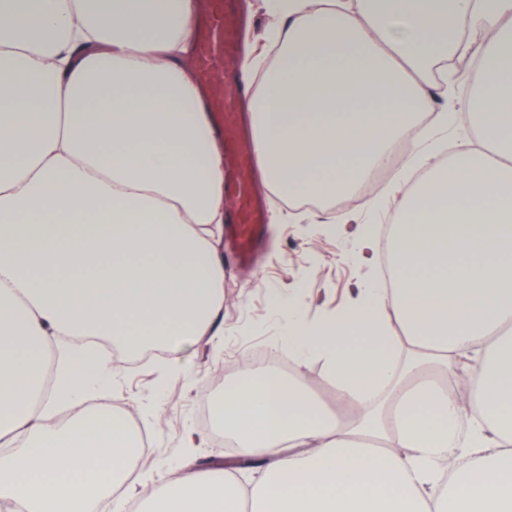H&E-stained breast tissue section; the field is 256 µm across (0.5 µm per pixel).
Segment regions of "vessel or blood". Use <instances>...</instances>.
Masks as SVG:
<instances>
[{"instance_id":"1","label":"vessel or blood","mask_w":512,"mask_h":512,"mask_svg":"<svg viewBox=\"0 0 512 512\" xmlns=\"http://www.w3.org/2000/svg\"><path fill=\"white\" fill-rule=\"evenodd\" d=\"M243 40L242 22L232 9V0H203L195 69L201 86L209 92V107L222 133L224 163L230 168L224 178V194L236 209L237 257L247 262L261 244L269 215L254 188L256 173L248 155L250 141L242 122L240 86L236 80L224 79L221 94L211 91L214 80L224 78V67L238 55Z\"/></svg>"}]
</instances>
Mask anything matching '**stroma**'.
Instances as JSON below:
<instances>
[{
	"mask_svg": "<svg viewBox=\"0 0 512 512\" xmlns=\"http://www.w3.org/2000/svg\"><path fill=\"white\" fill-rule=\"evenodd\" d=\"M397 170L388 181L371 182L362 193L344 199L341 211L355 212L360 223L378 232L394 225L399 205L422 174L403 163ZM267 201L277 222L269 227L266 246L249 265L224 258V309L209 343L188 346L177 360L149 362L141 353L119 349L112 359L119 374L111 391L89 401L91 407L122 413L135 429L150 431L153 449L142 458L140 472L151 487L167 483L173 464L220 465L229 459L228 449L213 438L192 459L183 456V430L199 425L202 398L217 402L241 366L265 371L291 363L282 321L270 306L273 293L288 292L314 323L346 306L356 284L381 278V258L362 262L356 242L339 225L320 223L318 209L292 208L272 195Z\"/></svg>",
	"mask_w": 512,
	"mask_h": 512,
	"instance_id": "1",
	"label": "stroma"
}]
</instances>
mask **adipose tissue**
I'll use <instances>...</instances> for the list:
<instances>
[{"mask_svg":"<svg viewBox=\"0 0 512 512\" xmlns=\"http://www.w3.org/2000/svg\"><path fill=\"white\" fill-rule=\"evenodd\" d=\"M274 63L239 80L263 187L334 216L403 144L465 119L389 240L391 286L316 323L273 309L301 374L242 367L235 464L147 512H512V0H265ZM199 0H0V500L126 512L140 436L88 406L98 340L178 354L224 307V165L189 65ZM477 49L474 76L454 63ZM461 87L436 107L434 79ZM401 329L407 359L395 358ZM468 385L469 401L457 391ZM68 419L48 424L57 405ZM258 471L251 486L242 462ZM304 379L309 383L311 392L321 400H328L334 393L333 387L324 373L322 361L309 359L302 368Z\"/></svg>","mask_w":512,"mask_h":512,"instance_id":"adipose-tissue-1","label":"adipose tissue"}]
</instances>
